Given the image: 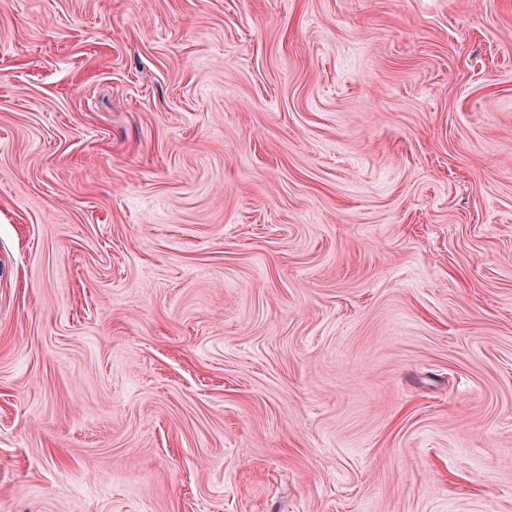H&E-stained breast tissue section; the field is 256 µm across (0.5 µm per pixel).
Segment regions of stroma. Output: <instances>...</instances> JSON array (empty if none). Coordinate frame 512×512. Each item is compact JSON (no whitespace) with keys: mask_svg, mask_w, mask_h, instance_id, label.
<instances>
[{"mask_svg":"<svg viewBox=\"0 0 512 512\" xmlns=\"http://www.w3.org/2000/svg\"><path fill=\"white\" fill-rule=\"evenodd\" d=\"M0 512H512V0H0Z\"/></svg>","mask_w":512,"mask_h":512,"instance_id":"obj_1","label":"stroma"}]
</instances>
